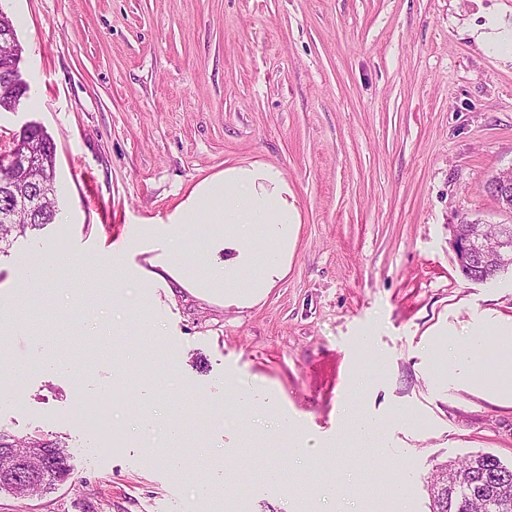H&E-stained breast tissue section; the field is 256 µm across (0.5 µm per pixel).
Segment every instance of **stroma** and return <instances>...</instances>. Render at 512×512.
I'll list each match as a JSON object with an SVG mask.
<instances>
[{"label": "stroma", "instance_id": "1", "mask_svg": "<svg viewBox=\"0 0 512 512\" xmlns=\"http://www.w3.org/2000/svg\"><path fill=\"white\" fill-rule=\"evenodd\" d=\"M35 104L0 113L56 145L59 216L0 258V432L65 445L73 471L0 512H431L436 467L512 465V400L431 384L449 343L512 324V273L465 279L461 220L512 224L487 192L512 168V61L486 51L512 0H0ZM280 168L301 222L287 275L248 308L129 279L139 241L224 167ZM67 254L18 293L20 260ZM119 257L118 269L102 258ZM119 290L87 328L80 301ZM70 333L59 330L62 319ZM370 342L374 364L360 357ZM167 389L150 388L158 359ZM42 368L31 369L33 360ZM195 425L168 439V409ZM107 414L100 433L73 415ZM149 406L147 427L128 429ZM371 435L352 436L351 419ZM309 458H298L306 444Z\"/></svg>", "mask_w": 512, "mask_h": 512}]
</instances>
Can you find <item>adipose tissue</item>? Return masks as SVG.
<instances>
[{
  "label": "adipose tissue",
  "instance_id": "1",
  "mask_svg": "<svg viewBox=\"0 0 512 512\" xmlns=\"http://www.w3.org/2000/svg\"><path fill=\"white\" fill-rule=\"evenodd\" d=\"M299 222L294 194L279 168L230 166L196 185L171 223L146 235L144 247L153 253L151 265L173 282L168 297L182 289L201 300L245 307L286 275ZM183 224L210 225L223 259L184 262Z\"/></svg>",
  "mask_w": 512,
  "mask_h": 512
}]
</instances>
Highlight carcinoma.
<instances>
[{"label": "carcinoma", "instance_id": "carcinoma-1", "mask_svg": "<svg viewBox=\"0 0 512 512\" xmlns=\"http://www.w3.org/2000/svg\"><path fill=\"white\" fill-rule=\"evenodd\" d=\"M27 92L28 85L19 74L15 75L12 84L0 80V112L18 111ZM18 146L29 148L37 162L30 170V181H41L47 172L57 174L56 145L41 125L29 124V135L23 137ZM16 188L13 175L0 168V256L8 252L15 239L45 228L54 223L57 216L58 201L54 189L51 196L34 210L12 212ZM475 232L480 234L486 251L493 252L498 239L497 226L468 220L456 225V233L461 237ZM502 272L501 266L484 257L475 266L461 269L466 279L475 282L491 280ZM0 448L27 449L26 468L16 474L12 484H0V491L24 497L40 495L53 488L56 473L70 470L66 446L57 441L16 438L0 433ZM440 487L448 490V500L435 494ZM430 495L432 508L438 512H512V466L504 465L487 453L442 464L431 480Z\"/></svg>", "mask_w": 512, "mask_h": 512}]
</instances>
